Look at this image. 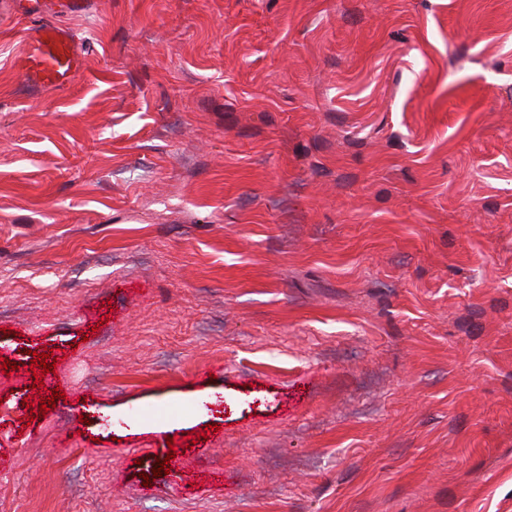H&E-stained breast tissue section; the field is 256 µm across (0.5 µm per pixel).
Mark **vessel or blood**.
Wrapping results in <instances>:
<instances>
[{
  "label": "vessel or blood",
  "mask_w": 512,
  "mask_h": 512,
  "mask_svg": "<svg viewBox=\"0 0 512 512\" xmlns=\"http://www.w3.org/2000/svg\"><path fill=\"white\" fill-rule=\"evenodd\" d=\"M90 4L91 0H18V12L36 18L22 29V49L13 62L23 83L38 90L71 82L84 65L87 46L59 19L85 13Z\"/></svg>",
  "instance_id": "1"
}]
</instances>
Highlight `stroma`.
I'll list each match as a JSON object with an SVG mask.
<instances>
[{"label":"stroma","instance_id":"stroma-1","mask_svg":"<svg viewBox=\"0 0 512 512\" xmlns=\"http://www.w3.org/2000/svg\"><path fill=\"white\" fill-rule=\"evenodd\" d=\"M9 2L0 512H512V0ZM23 16L36 15L37 23L21 31L22 49L13 65L22 82L34 90L63 88L83 67L87 46L69 27L52 19L86 13L90 0H18Z\"/></svg>","mask_w":512,"mask_h":512}]
</instances>
